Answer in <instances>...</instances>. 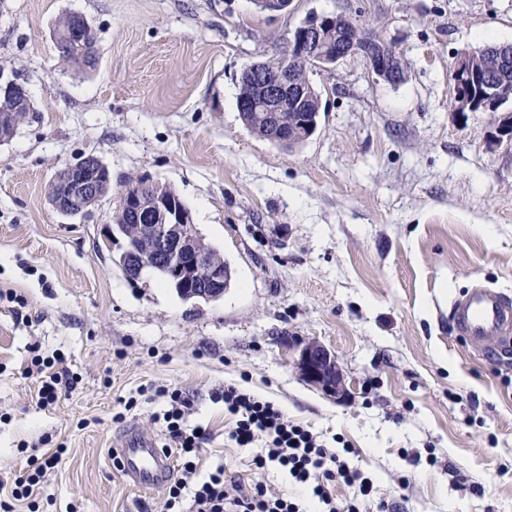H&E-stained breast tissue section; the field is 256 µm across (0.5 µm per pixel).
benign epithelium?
Instances as JSON below:
<instances>
[{
  "label": "benign epithelium",
  "mask_w": 512,
  "mask_h": 512,
  "mask_svg": "<svg viewBox=\"0 0 512 512\" xmlns=\"http://www.w3.org/2000/svg\"><path fill=\"white\" fill-rule=\"evenodd\" d=\"M293 0H253L255 7L270 16L291 11ZM67 29L65 39L76 42L89 34V25L79 14ZM334 23L327 15H314L296 28L289 51L279 68L268 70L265 61L249 65L242 78L256 87L254 96L239 101L241 112H263L273 125L269 138L287 146L295 141V133L280 122V113L288 106L299 107L309 97L321 101L311 85L296 80V72L328 69L345 57L356 54L363 58L370 71L390 84L398 68L405 65L403 57L380 36L373 34L367 43L358 42L357 32L331 46L325 31ZM512 60V44L495 47L486 60L468 52L459 53L452 67L451 106L455 112H494L503 102V87L488 75L487 69H500ZM19 123L17 114L0 115V143L10 140ZM112 173L96 156L88 155L57 171L50 191L54 209L65 216L87 213L106 194ZM116 212L138 222L136 234L124 237L125 246L120 264L127 277L137 278L147 265L175 273L173 285L186 299L218 300L224 296V267L216 263L204 249L197 235L190 211L174 192L159 194L155 183L146 179L120 197ZM138 255V263L129 258ZM298 367L303 377L331 396L343 392L342 380L334 356L322 345L311 342L300 351Z\"/></svg>",
  "instance_id": "7a95c632"
}]
</instances>
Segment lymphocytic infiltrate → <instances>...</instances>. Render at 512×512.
I'll return each mask as SVG.
<instances>
[{"instance_id": "obj_1", "label": "lymphocytic infiltrate", "mask_w": 512, "mask_h": 512, "mask_svg": "<svg viewBox=\"0 0 512 512\" xmlns=\"http://www.w3.org/2000/svg\"><path fill=\"white\" fill-rule=\"evenodd\" d=\"M37 378V403L42 407L53 404L78 381L63 357L38 363ZM155 394L167 401L162 420L178 453L177 475L167 486L163 512H361L365 499L373 493V481L341 459L311 430L288 420L273 402L234 384L225 385L219 394L225 412L235 419L228 433L230 441L240 448L263 441V452L253 459L256 469H280L289 483L305 490L306 495L296 498L273 493L259 481L229 484L220 467L207 477H199L197 458L205 437L184 425L189 400L177 389L159 388ZM58 460L55 452L30 455L25 468L13 476L9 496L0 497V512H14V501L29 497ZM336 482L352 487L353 496L337 502L330 491Z\"/></svg>"}]
</instances>
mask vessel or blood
<instances>
[{"instance_id": "vessel-or-blood-1", "label": "vessel or blood", "mask_w": 512, "mask_h": 512, "mask_svg": "<svg viewBox=\"0 0 512 512\" xmlns=\"http://www.w3.org/2000/svg\"><path fill=\"white\" fill-rule=\"evenodd\" d=\"M455 336L466 345L487 351L494 345L512 342V293L481 284L473 285L454 299L450 306ZM116 454L123 476L135 486L151 490L173 476L169 455L156 439L128 427Z\"/></svg>"}]
</instances>
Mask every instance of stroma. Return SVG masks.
<instances>
[{"label": "stroma", "mask_w": 512, "mask_h": 512, "mask_svg": "<svg viewBox=\"0 0 512 512\" xmlns=\"http://www.w3.org/2000/svg\"><path fill=\"white\" fill-rule=\"evenodd\" d=\"M95 34L97 65H66L62 16ZM312 14L367 21L403 56L406 81L351 55L312 73L318 128L283 149L245 128V67L276 57ZM512 43V0H294L275 17L251 0H0V79L31 111L0 144V477L61 451L15 512H161L107 449L128 424L172 441L161 399L191 400L207 427L198 469L291 493L227 438L214 394L234 383L273 401L375 481L366 512H512V352L454 336L448 303L479 281L512 292V144L496 116L451 109L458 52ZM98 156L113 180L174 190L232 270L216 301L184 300L151 271L128 279L113 198L86 215L53 209L65 164ZM309 342L336 357L344 398L307 382ZM64 356L80 381L36 404L33 355Z\"/></svg>", "instance_id": "1"}]
</instances>
